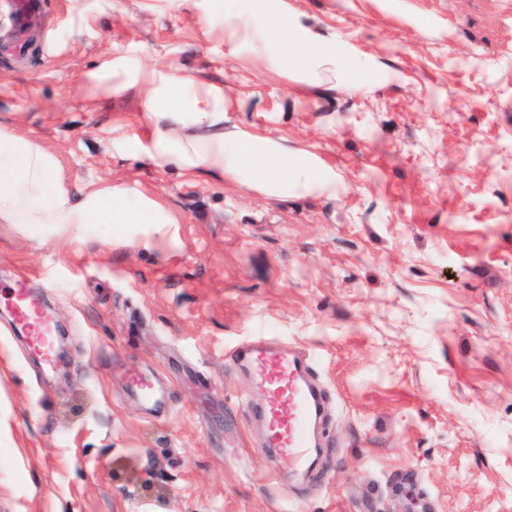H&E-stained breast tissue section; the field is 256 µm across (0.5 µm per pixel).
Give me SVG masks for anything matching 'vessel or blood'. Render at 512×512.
<instances>
[{"label":"vessel or blood","instance_id":"1","mask_svg":"<svg viewBox=\"0 0 512 512\" xmlns=\"http://www.w3.org/2000/svg\"><path fill=\"white\" fill-rule=\"evenodd\" d=\"M7 306L14 331L26 337L46 367H53L50 325L36 296L25 288L8 289ZM227 357L251 370L264 395L257 412L265 425L266 447L277 449L290 470H309L317 447L311 429L323 410V398L312 377L313 358L301 350L261 342L234 347ZM128 390L144 405L157 407L163 402L159 386L143 374L130 375Z\"/></svg>","mask_w":512,"mask_h":512}]
</instances>
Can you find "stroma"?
<instances>
[{"instance_id":"35a3bbf8","label":"stroma","mask_w":512,"mask_h":512,"mask_svg":"<svg viewBox=\"0 0 512 512\" xmlns=\"http://www.w3.org/2000/svg\"><path fill=\"white\" fill-rule=\"evenodd\" d=\"M368 57L365 86H308L224 34L222 0H0V127L71 188L120 184L177 221L59 234L0 224V285L25 280L67 334L46 369L0 306V512H512V0H285ZM224 90L225 123L333 166L332 195L268 198L159 167L146 81ZM305 350L326 394L321 462L263 446L262 395L227 361ZM138 370L164 388L148 415Z\"/></svg>"}]
</instances>
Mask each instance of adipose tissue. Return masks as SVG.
Masks as SVG:
<instances>
[{"label":"adipose tissue","mask_w":512,"mask_h":512,"mask_svg":"<svg viewBox=\"0 0 512 512\" xmlns=\"http://www.w3.org/2000/svg\"><path fill=\"white\" fill-rule=\"evenodd\" d=\"M230 42L247 44L302 82L341 80L356 86L368 60L315 33L285 0H249L224 14ZM148 137H127L126 150L153 164L226 178L267 196L332 193L336 171L315 155L284 142L224 128V91L153 73L143 104ZM159 201L120 185L72 193L59 158L42 144L0 128V224L54 225L67 232L97 224H172Z\"/></svg>","instance_id":"ef3b65f1"}]
</instances>
